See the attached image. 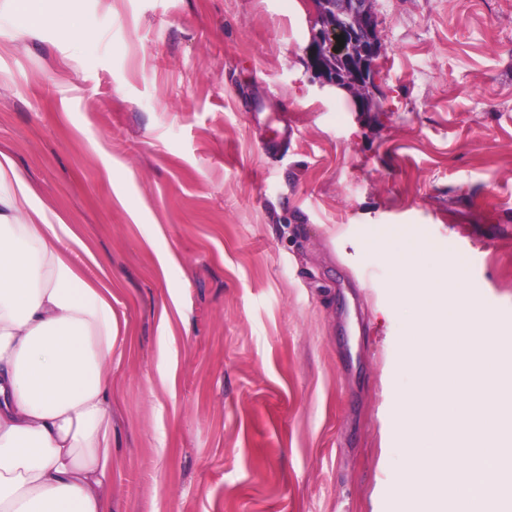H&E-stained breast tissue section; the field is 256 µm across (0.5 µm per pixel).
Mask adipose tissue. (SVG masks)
<instances>
[{
	"mask_svg": "<svg viewBox=\"0 0 512 512\" xmlns=\"http://www.w3.org/2000/svg\"><path fill=\"white\" fill-rule=\"evenodd\" d=\"M0 153V512H112L120 319L96 260Z\"/></svg>",
	"mask_w": 512,
	"mask_h": 512,
	"instance_id": "adipose-tissue-1",
	"label": "adipose tissue"
}]
</instances>
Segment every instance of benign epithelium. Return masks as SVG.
Here are the masks:
<instances>
[{"instance_id": "obj_1", "label": "benign epithelium", "mask_w": 512, "mask_h": 512, "mask_svg": "<svg viewBox=\"0 0 512 512\" xmlns=\"http://www.w3.org/2000/svg\"><path fill=\"white\" fill-rule=\"evenodd\" d=\"M374 0H317L316 29L306 48L320 86L341 90L353 85L363 93L361 112L379 111L372 88L380 43ZM344 39L338 47L336 37Z\"/></svg>"}]
</instances>
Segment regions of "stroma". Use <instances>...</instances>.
<instances>
[{
	"instance_id": "obj_1",
	"label": "stroma",
	"mask_w": 512,
	"mask_h": 512,
	"mask_svg": "<svg viewBox=\"0 0 512 512\" xmlns=\"http://www.w3.org/2000/svg\"><path fill=\"white\" fill-rule=\"evenodd\" d=\"M42 6L0 0V152L126 314L112 512H380L409 313L359 245L411 226L512 318V0H375L378 112L320 85L314 0Z\"/></svg>"
}]
</instances>
